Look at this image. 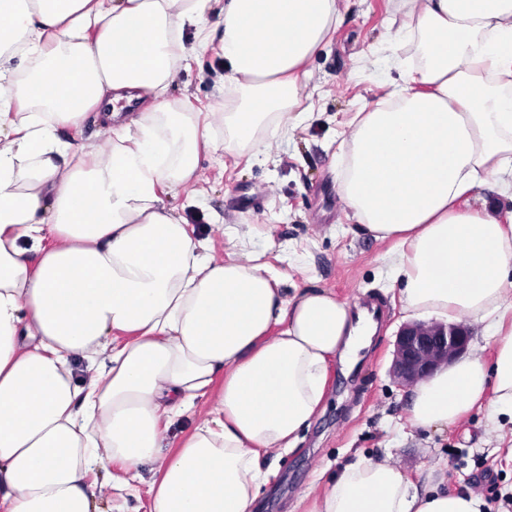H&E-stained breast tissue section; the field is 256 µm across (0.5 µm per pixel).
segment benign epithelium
Here are the masks:
<instances>
[{"label":"benign epithelium","mask_w":512,"mask_h":512,"mask_svg":"<svg viewBox=\"0 0 512 512\" xmlns=\"http://www.w3.org/2000/svg\"><path fill=\"white\" fill-rule=\"evenodd\" d=\"M472 333L463 322H420L404 324L398 331L392 375L405 383H415L440 367L467 353Z\"/></svg>","instance_id":"benign-epithelium-1"}]
</instances>
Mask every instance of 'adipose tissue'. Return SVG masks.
<instances>
[{
  "instance_id": "ef3b65f1",
  "label": "adipose tissue",
  "mask_w": 512,
  "mask_h": 512,
  "mask_svg": "<svg viewBox=\"0 0 512 512\" xmlns=\"http://www.w3.org/2000/svg\"><path fill=\"white\" fill-rule=\"evenodd\" d=\"M403 2L422 63L350 131L339 199L396 241L411 317L466 313L496 344L492 359L417 382L411 424L476 407L512 417V231L459 204L512 172V0ZM213 11L223 86L242 101L172 109L165 95L208 45ZM338 15V0H0V512H94L97 494L129 488L149 463L152 512H254L265 461L295 448L324 400L329 360L356 361L373 328L326 291L287 295L251 254L202 253L163 197L218 149L215 128L259 150V130L299 104ZM122 90L150 109L120 120ZM96 107L111 150H73L59 127ZM115 330L127 340L110 342ZM192 412L191 435L163 455L169 420ZM106 463L119 474L89 483ZM445 481L434 467L419 486L361 455L313 512H482L481 496Z\"/></svg>"
}]
</instances>
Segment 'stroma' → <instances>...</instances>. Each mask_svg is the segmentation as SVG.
Listing matches in <instances>:
<instances>
[{"label": "stroma", "mask_w": 512, "mask_h": 512, "mask_svg": "<svg viewBox=\"0 0 512 512\" xmlns=\"http://www.w3.org/2000/svg\"><path fill=\"white\" fill-rule=\"evenodd\" d=\"M339 9L335 29L307 64L310 80L288 114L287 135L259 131L266 152L256 158L227 145V132L217 129L222 149L200 151L195 180L164 198L215 258L254 252L287 288H321L350 304L376 295L386 305L359 362L348 369L330 361L321 411L294 451L269 459V483L255 512H310L314 490L360 454L390 456L418 485L438 466L449 492L479 494L492 479L499 492L512 494L511 419L494 423L476 408L448 427H412L411 392L391 374L407 316L402 285L389 274L392 243L360 229L337 186L353 124L386 100L401 68L419 65L421 53L418 42L400 40L402 0H340ZM208 26L211 43L177 71L166 95L176 109L230 112L238 104L218 80L222 17L211 13ZM247 191L260 197L259 209L241 207ZM142 475L134 492L99 498L100 512H151L152 473Z\"/></svg>", "instance_id": "35a3bbf8"}]
</instances>
